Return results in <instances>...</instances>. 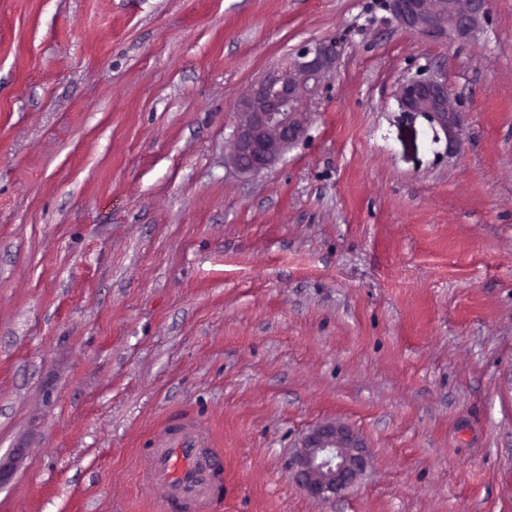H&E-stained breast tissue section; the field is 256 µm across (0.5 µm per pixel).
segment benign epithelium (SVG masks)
I'll return each mask as SVG.
<instances>
[{"label": "benign epithelium", "mask_w": 512, "mask_h": 512, "mask_svg": "<svg viewBox=\"0 0 512 512\" xmlns=\"http://www.w3.org/2000/svg\"><path fill=\"white\" fill-rule=\"evenodd\" d=\"M489 0H386L388 20L428 38L469 37L487 14ZM338 55L334 39L300 47L289 67L260 81L238 104L239 120L232 135L231 156L238 169L256 174L271 167L305 134L309 114L302 93L326 80ZM448 82L435 76L411 77L400 87L405 112L427 113L446 132L455 128L448 117ZM369 457L362 439L349 428L328 423L313 428L291 463L293 478L308 495L331 499L353 486L366 472Z\"/></svg>", "instance_id": "obj_1"}]
</instances>
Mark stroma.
Segmentation results:
<instances>
[{
	"label": "stroma",
	"instance_id": "obj_1",
	"mask_svg": "<svg viewBox=\"0 0 512 512\" xmlns=\"http://www.w3.org/2000/svg\"><path fill=\"white\" fill-rule=\"evenodd\" d=\"M381 0H0V512H175L179 416L211 512H512V0L466 39ZM333 38L307 135L229 160L236 106ZM445 79L458 138L398 93ZM350 428L325 502L301 438ZM222 453L198 435L183 417L161 429L144 455V473L167 486L183 512H205L213 499L212 487L222 474ZM368 466L362 439L343 425L328 423L301 440L291 470L306 494L328 500L353 486Z\"/></svg>",
	"mask_w": 512,
	"mask_h": 512
}]
</instances>
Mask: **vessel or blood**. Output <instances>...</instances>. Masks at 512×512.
Here are the masks:
<instances>
[{"label": "vessel or blood", "instance_id": "1", "mask_svg": "<svg viewBox=\"0 0 512 512\" xmlns=\"http://www.w3.org/2000/svg\"><path fill=\"white\" fill-rule=\"evenodd\" d=\"M222 469L221 451L198 435L185 417L154 435L144 456L146 477L166 485L183 512H207Z\"/></svg>", "mask_w": 512, "mask_h": 512}]
</instances>
